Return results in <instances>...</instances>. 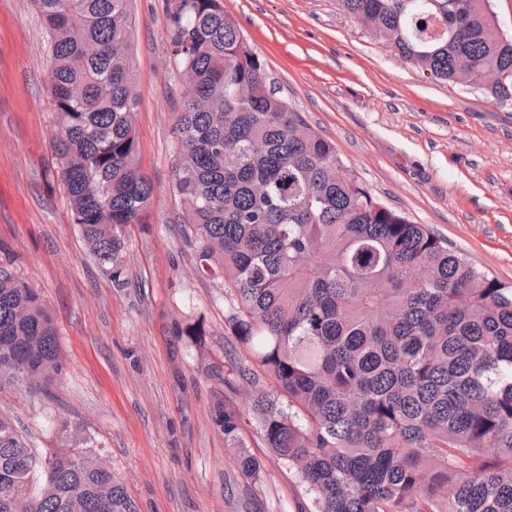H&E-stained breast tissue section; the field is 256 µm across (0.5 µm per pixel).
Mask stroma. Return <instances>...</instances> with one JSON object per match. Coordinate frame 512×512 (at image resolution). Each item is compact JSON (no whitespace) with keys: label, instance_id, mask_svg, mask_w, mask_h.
I'll use <instances>...</instances> for the list:
<instances>
[{"label":"stroma","instance_id":"35a3bbf8","mask_svg":"<svg viewBox=\"0 0 512 512\" xmlns=\"http://www.w3.org/2000/svg\"><path fill=\"white\" fill-rule=\"evenodd\" d=\"M272 87L331 140L388 207L429 225L478 269L512 283V104L402 62L339 0H224ZM134 122L154 185L149 221L126 229L129 283L113 286L72 224L55 177L51 54L33 0H0V248L56 325L63 368L47 383L0 381V417L38 451L63 428L92 439L136 512H305L297 473L255 425L245 479L212 407L211 365L243 361L221 281L200 277L179 233L175 114L185 85L169 58L164 0H134ZM202 319L205 343L178 336Z\"/></svg>","mask_w":512,"mask_h":512}]
</instances>
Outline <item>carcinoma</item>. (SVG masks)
<instances>
[{"mask_svg": "<svg viewBox=\"0 0 512 512\" xmlns=\"http://www.w3.org/2000/svg\"><path fill=\"white\" fill-rule=\"evenodd\" d=\"M463 2L464 23L450 19ZM407 64L512 101V36L490 0H340ZM51 50L57 178L72 223L117 287L124 228L154 194L132 123L133 0H34ZM186 92L174 134L181 234L197 272L233 293L250 364L212 369L236 441L249 415L306 487L312 512H512V284L382 204L336 146L271 91L224 0H165ZM178 335L203 342L202 320ZM39 294L0 264V376L60 369ZM272 381L269 387L255 371ZM242 475L260 461L240 451ZM0 512H135L69 436L41 457L0 418Z\"/></svg>", "mask_w": 512, "mask_h": 512, "instance_id": "obj_1", "label": "carcinoma"}]
</instances>
